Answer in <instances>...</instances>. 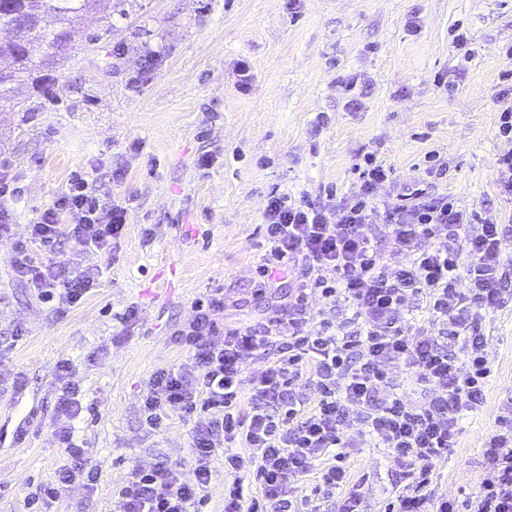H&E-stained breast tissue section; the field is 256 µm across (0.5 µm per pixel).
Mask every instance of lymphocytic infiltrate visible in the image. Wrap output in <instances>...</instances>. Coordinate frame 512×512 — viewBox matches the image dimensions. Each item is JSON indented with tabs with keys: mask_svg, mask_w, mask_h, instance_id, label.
<instances>
[{
	"mask_svg": "<svg viewBox=\"0 0 512 512\" xmlns=\"http://www.w3.org/2000/svg\"><path fill=\"white\" fill-rule=\"evenodd\" d=\"M357 173L356 189L338 207L271 192L254 293L267 294L291 273L296 284L287 301L245 325L219 321L223 297L195 304L177 334L190 365L156 370L143 396L150 427L173 411L197 415L195 480H182L166 463L135 468L116 494L117 512H203L219 454L229 479L224 512H300L298 483L316 471L328 490H343L338 512H360L362 486L343 465L353 432L387 449L410 479L390 512H512V408L497 415L485 442L474 496L460 502L431 487L434 460L455 447L464 416L487 401L493 363L485 325L512 303V242L502 225L475 224L458 198L424 182L379 198L391 170L372 155ZM125 223L124 207L105 202L76 173L34 220L31 238L104 252ZM9 267L41 300L62 308L80 304L98 274L36 262L23 243ZM419 300L429 314L424 325L411 320ZM336 309L343 312L337 322L327 316ZM266 354L271 362L247 374L248 360ZM69 372L68 362L58 363L55 435L69 462L35 495L47 507L72 484L97 480L74 439L83 406ZM417 389L419 402L411 398ZM246 468L258 485L250 497L239 479Z\"/></svg>",
	"mask_w": 512,
	"mask_h": 512,
	"instance_id": "obj_1",
	"label": "lymphocytic infiltrate"
}]
</instances>
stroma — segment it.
Masks as SVG:
<instances>
[{
    "instance_id": "1",
    "label": "stroma",
    "mask_w": 512,
    "mask_h": 512,
    "mask_svg": "<svg viewBox=\"0 0 512 512\" xmlns=\"http://www.w3.org/2000/svg\"><path fill=\"white\" fill-rule=\"evenodd\" d=\"M511 48L512 0H100L55 82L0 111L16 210L0 237V512H29V495L66 462L54 433L62 360L82 390L76 437L99 480L73 484L51 512H113L132 470L157 462L193 481L194 417L149 429L145 387L157 369L188 363L175 333L213 289L226 322L258 318L272 191L342 203L370 153L391 169L379 196L422 180L477 223L512 222L496 165L512 152L497 127L512 107ZM76 171L124 207L126 226L103 254L32 245L38 261L100 272L81 305L60 311L14 279L8 258ZM132 304L139 321L120 324ZM486 329V405L433 466L436 491L462 501L512 400V305ZM351 444L352 475L370 476L362 510L381 512L404 481L384 449L357 434Z\"/></svg>"
}]
</instances>
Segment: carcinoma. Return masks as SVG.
I'll list each match as a JSON object with an SVG mask.
<instances>
[{"label":"carcinoma","instance_id":"carcinoma-1","mask_svg":"<svg viewBox=\"0 0 512 512\" xmlns=\"http://www.w3.org/2000/svg\"><path fill=\"white\" fill-rule=\"evenodd\" d=\"M97 0H0V104L16 102L23 92H36L49 81L48 53L35 54V43L62 50L76 25L94 10ZM50 16L55 28L39 29L24 45L10 30L17 22Z\"/></svg>","mask_w":512,"mask_h":512}]
</instances>
